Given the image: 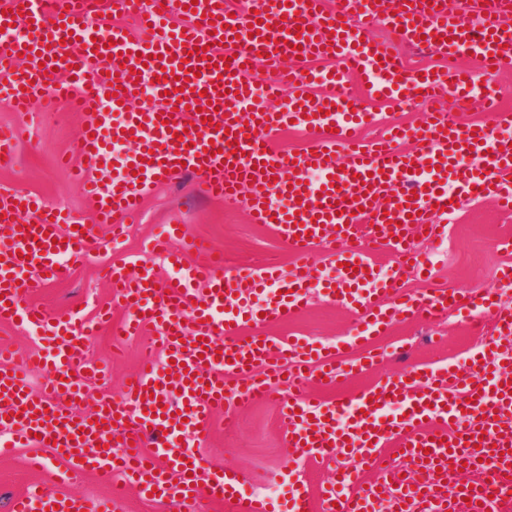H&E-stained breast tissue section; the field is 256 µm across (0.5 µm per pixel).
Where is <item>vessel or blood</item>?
<instances>
[{"mask_svg": "<svg viewBox=\"0 0 512 512\" xmlns=\"http://www.w3.org/2000/svg\"><path fill=\"white\" fill-rule=\"evenodd\" d=\"M446 0H249L250 10L230 15L225 0H0V29L29 26L26 39L0 42V97L21 111L51 109L65 98L89 120L74 173L97 204L98 223L120 225L142 209L152 187L189 175L200 194L237 200L250 187L255 224L275 225L292 254L290 278L277 264L225 268L222 261L187 265L183 254L200 249L196 238L182 246L157 247L177 273L159 283L152 269L127 270L112 263L102 270L112 303L126 312L125 333L154 330L158 347L148 348L143 369L120 397L103 398L93 415H78L63 397L78 395L72 372L87 368L81 341L107 321L78 311L50 318L23 301L29 288L61 275L59 257L90 259L92 226L70 229L65 210L40 198L0 192V219L13 241L0 255V323L20 322L42 332L54 351L42 392H34L20 369L0 359V427L16 431L11 445L49 446L65 458L69 480L92 469L111 475L104 500L62 498L41 486L14 496L9 512H119L127 485L141 494L195 512L205 500L223 501L228 512H267L263 501L240 494L235 473L207 467L195 447L210 432L215 410L227 399L252 402L278 397L287 444L299 459L320 461L342 451L356 470L337 471L319 499L294 494L293 512H372L382 492L393 495L396 512H512V306L497 301L495 289L466 296L445 288L403 294L397 282L414 255L411 231L435 233L441 217L454 211L447 188L461 195L493 197L512 212V114L495 109L496 94L484 92L476 105L493 113L489 124H468L452 108L432 112L418 128L391 126L384 135L361 141L365 113L350 105L345 85L356 77L374 93L422 101L467 93L474 76L456 66L473 53L485 67L512 68V26L505 24L504 0H484L486 25L475 28L444 8ZM130 14L143 38L112 25V14ZM184 24H170L173 14ZM386 26L405 43L442 54L439 71L407 68L390 48L370 39ZM227 53H220L219 45ZM30 53L24 68L16 56ZM339 61L333 71H289L292 87L279 99L267 72L297 57ZM57 70L59 84L47 73ZM316 83L327 95L308 97ZM278 107H270L271 99ZM293 124L321 130L305 150L281 155L272 134ZM399 140L418 141L412 152L395 149ZM117 141L132 148L113 179L106 163ZM319 174L317 183L307 172ZM278 204H271L269 193ZM324 246L340 273L331 300L361 307L352 339L371 346L384 335L390 315L427 322L448 309L468 310L472 320L490 319L494 347L471 359L469 373L411 370L368 393L313 401L304 382L311 364L328 380L365 371L358 361L341 367L324 347L301 338L239 337L244 321H283L307 303L314 287L315 246ZM370 249L398 253L397 266L381 277L369 270ZM41 266L31 282L18 279L24 255ZM206 284L199 294L196 284ZM276 289V301L249 306L252 295ZM271 364V377L256 370ZM285 377V386L274 380ZM235 391H228L229 380ZM404 402L400 415L381 418L380 409ZM393 445L401 463L380 467V449ZM380 468L374 482L360 473ZM467 468L469 488L449 490L448 475Z\"/></svg>", "mask_w": 512, "mask_h": 512, "instance_id": "b4317fda", "label": "vessel or blood"}]
</instances>
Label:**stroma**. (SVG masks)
I'll use <instances>...</instances> for the list:
<instances>
[{
  "label": "stroma",
  "mask_w": 512,
  "mask_h": 512,
  "mask_svg": "<svg viewBox=\"0 0 512 512\" xmlns=\"http://www.w3.org/2000/svg\"><path fill=\"white\" fill-rule=\"evenodd\" d=\"M350 93L360 109L377 112L383 121L408 127L419 125L424 119V110L416 102L372 98L357 82L351 83ZM86 119L85 113L72 111L63 104L55 105L49 112H17L0 101V127L25 131L12 163L0 167V189L33 194L69 210L93 226L94 251L116 264L153 266L161 281L167 278L169 269L161 258L149 253L148 245L176 216L182 217L190 233L222 251L225 266L246 265L271 255L277 258L282 273H290L293 260L286 243L272 225L249 223L246 200L229 205L201 198L194 193L188 178L151 191L136 222L130 223L121 237L110 238L107 227L95 222L93 200L57 168L59 158L78 161L76 146ZM410 242L428 273L422 276L408 272L400 282L402 289L416 292L425 287H446L466 292L494 288L503 301L512 304V283L497 279L501 267L512 263V214L499 212L490 200L462 199L440 238L427 241L414 236ZM110 298L95 265L80 260L68 261L59 279L24 295L25 301L41 305L54 316L78 309L89 317L94 314L96 304ZM353 322L350 308L331 301L315 288L297 317L281 323L248 322L241 326L240 334L247 338L304 337L337 347L338 361L346 362L365 353L364 348L347 345ZM154 339L155 334L150 331L116 342L103 332L85 341L87 358L104 363L109 377L102 382L92 374H79L80 412L91 413L99 394L108 391L119 394L123 382L137 372L141 350ZM489 343L482 325L467 323L454 310L431 323L399 315L389 332L374 340V353L383 357L380 366L334 383L314 376L307 387L314 398L329 401L376 386L411 366L454 372L470 357L486 350ZM37 452V447H22L12 456L0 457V512H8L12 495L39 483L67 495L102 497L110 493V481L97 473L88 474L79 484H69L64 479L65 465L51 455L46 458L44 471L31 470L27 460ZM198 453L215 468L237 470L242 489L248 494L268 498V489L278 488V496L268 498L269 512H291L295 481H304L316 498L336 469L352 464L349 457L341 454L323 462L291 463L278 402L273 398L239 405L227 416L216 414L212 430Z\"/></svg>",
  "instance_id": "35a3bbf8"
}]
</instances>
